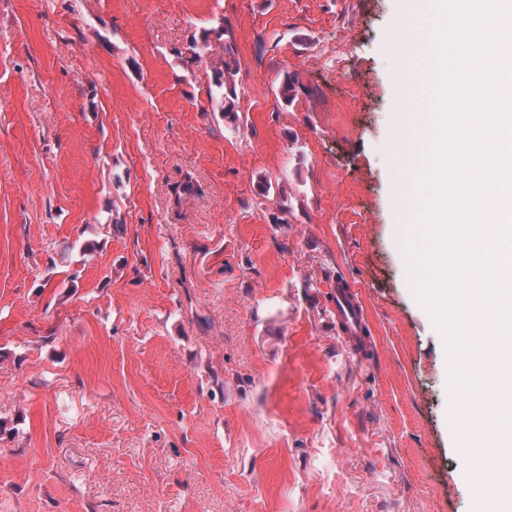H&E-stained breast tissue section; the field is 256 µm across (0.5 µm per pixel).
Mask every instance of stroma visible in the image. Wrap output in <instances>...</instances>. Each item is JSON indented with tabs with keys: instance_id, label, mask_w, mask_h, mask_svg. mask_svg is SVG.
Returning a JSON list of instances; mask_svg holds the SVG:
<instances>
[{
	"instance_id": "1",
	"label": "stroma",
	"mask_w": 512,
	"mask_h": 512,
	"mask_svg": "<svg viewBox=\"0 0 512 512\" xmlns=\"http://www.w3.org/2000/svg\"><path fill=\"white\" fill-rule=\"evenodd\" d=\"M407 6L0 0V512H474L489 437L400 236ZM240 67L241 63L234 43L224 42L223 67L214 68L207 88V98L212 112H220L224 121L233 125H236L239 119L236 108L238 98L236 77ZM333 310L336 315L338 339L352 353L361 354L367 340V319L352 288L344 286L340 281H336Z\"/></svg>"
}]
</instances>
